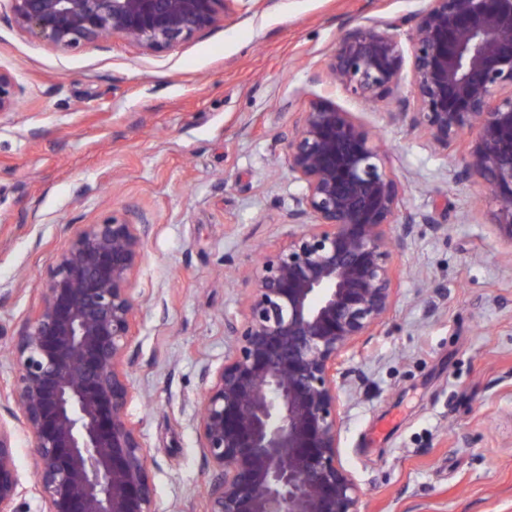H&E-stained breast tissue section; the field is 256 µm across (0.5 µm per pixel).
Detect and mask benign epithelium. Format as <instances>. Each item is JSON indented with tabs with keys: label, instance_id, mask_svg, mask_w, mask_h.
Returning <instances> with one entry per match:
<instances>
[{
	"label": "benign epithelium",
	"instance_id": "obj_1",
	"mask_svg": "<svg viewBox=\"0 0 512 512\" xmlns=\"http://www.w3.org/2000/svg\"><path fill=\"white\" fill-rule=\"evenodd\" d=\"M6 2L20 31L59 53L113 36L159 53L224 23L227 0ZM406 67L412 96L397 100L391 120L445 155L472 134L450 176L488 190L491 230L512 256V0H427L391 21L353 22L323 73L372 103L399 88ZM21 95L0 68V114ZM284 150L300 190L283 240L248 254L251 288L241 315L224 318V362L204 372L206 512H359L364 492L339 451L345 355L386 324L402 275L394 255L415 228L444 229L403 208L379 138L331 101L298 113ZM148 232L145 216L114 210L53 258L11 351L0 512H21L19 429L34 448L42 512H155L148 451L127 411Z\"/></svg>",
	"mask_w": 512,
	"mask_h": 512
}]
</instances>
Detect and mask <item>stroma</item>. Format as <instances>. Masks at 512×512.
I'll return each mask as SVG.
<instances>
[{
    "label": "stroma",
    "mask_w": 512,
    "mask_h": 512,
    "mask_svg": "<svg viewBox=\"0 0 512 512\" xmlns=\"http://www.w3.org/2000/svg\"><path fill=\"white\" fill-rule=\"evenodd\" d=\"M425 0H228L224 23L164 52L113 37L68 54L0 17V66L18 111L0 115V392L7 353L74 230L115 209L150 229L128 414L149 451L156 512H204L210 466L197 438L202 372L224 360V319L247 290L224 256L281 242L291 194L283 136L317 98L381 136L419 226L398 256V300L351 364L364 383L341 419L340 453L360 512H512V259L489 197L451 180L454 157L388 121L396 94L361 106L315 82L348 24Z\"/></svg>",
    "instance_id": "stroma-1"
}]
</instances>
